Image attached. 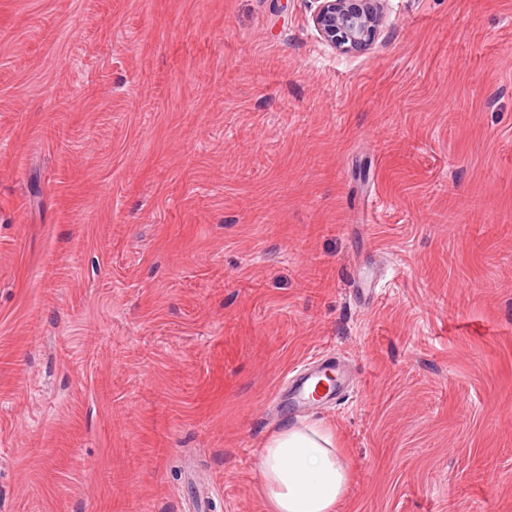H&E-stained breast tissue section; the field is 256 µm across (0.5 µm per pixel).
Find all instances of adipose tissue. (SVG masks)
I'll use <instances>...</instances> for the list:
<instances>
[{
	"label": "adipose tissue",
	"instance_id": "obj_1",
	"mask_svg": "<svg viewBox=\"0 0 512 512\" xmlns=\"http://www.w3.org/2000/svg\"><path fill=\"white\" fill-rule=\"evenodd\" d=\"M261 470L270 512H335L350 478L335 430L307 421L284 425L268 436Z\"/></svg>",
	"mask_w": 512,
	"mask_h": 512
}]
</instances>
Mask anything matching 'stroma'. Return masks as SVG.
Here are the masks:
<instances>
[{
    "label": "stroma",
    "mask_w": 512,
    "mask_h": 512,
    "mask_svg": "<svg viewBox=\"0 0 512 512\" xmlns=\"http://www.w3.org/2000/svg\"><path fill=\"white\" fill-rule=\"evenodd\" d=\"M314 8L0 0V512H266L298 420L335 512H512V0ZM312 23L331 48L350 54L373 44L385 22V0H314ZM326 371H330L336 377L335 388L326 392L319 401H336L338 402L348 392L352 384L346 379L343 372L340 370L339 360L334 357L325 359L318 368L310 372L304 371L295 376L291 381V391L288 395V407L292 410L297 408L300 404L306 402H313L309 397V389L319 376ZM335 380V377L328 376ZM317 401V402H319ZM261 470L270 512H334L350 478L336 431L307 421L284 425L268 436Z\"/></svg>",
    "instance_id": "1"
}]
</instances>
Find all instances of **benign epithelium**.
Returning <instances> with one entry per match:
<instances>
[{
  "label": "benign epithelium",
  "instance_id": "7a95c632",
  "mask_svg": "<svg viewBox=\"0 0 512 512\" xmlns=\"http://www.w3.org/2000/svg\"><path fill=\"white\" fill-rule=\"evenodd\" d=\"M312 23L318 37L345 54L373 44L385 22V0H314Z\"/></svg>",
  "mask_w": 512,
  "mask_h": 512
}]
</instances>
